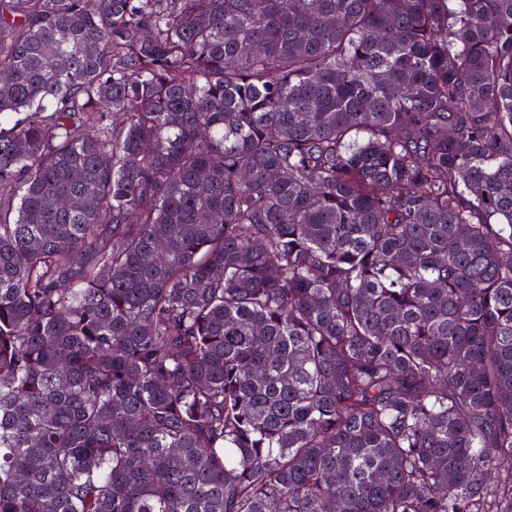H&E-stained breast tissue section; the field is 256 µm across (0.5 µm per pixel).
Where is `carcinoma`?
Here are the masks:
<instances>
[{
	"instance_id": "1",
	"label": "carcinoma",
	"mask_w": 512,
	"mask_h": 512,
	"mask_svg": "<svg viewBox=\"0 0 512 512\" xmlns=\"http://www.w3.org/2000/svg\"><path fill=\"white\" fill-rule=\"evenodd\" d=\"M0 512H512V0H0Z\"/></svg>"
}]
</instances>
